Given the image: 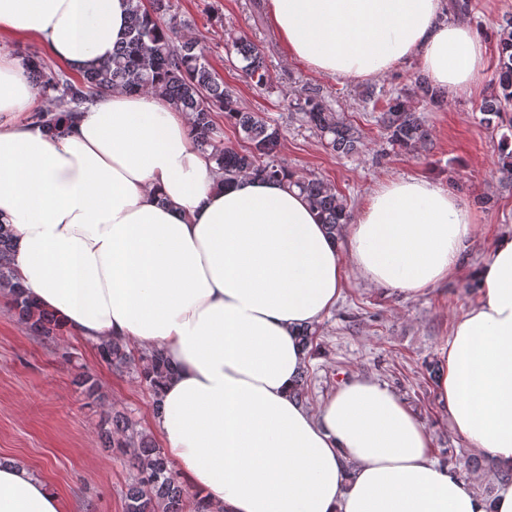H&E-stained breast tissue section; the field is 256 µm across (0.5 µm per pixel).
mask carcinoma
Returning a JSON list of instances; mask_svg holds the SVG:
<instances>
[{
  "label": "carcinoma",
  "mask_w": 512,
  "mask_h": 512,
  "mask_svg": "<svg viewBox=\"0 0 512 512\" xmlns=\"http://www.w3.org/2000/svg\"><path fill=\"white\" fill-rule=\"evenodd\" d=\"M129 26L124 41L112 57L90 63L80 77L72 80L48 69L42 58L27 56L22 65L28 78L43 95L56 102L55 107L35 109L31 122L53 135H64L70 127L60 123L57 113L72 116L81 105L106 97L115 89L130 93L162 95L190 119V134L195 148L215 164L222 174V184L238 177L280 180L299 190L316 209L331 236L340 233L351 214L346 199L328 181L312 176H298L280 157L281 133L255 112H244L233 92L224 87L210 64L201 41L181 34L180 22L171 14L170 0H129ZM232 48L242 61L241 71L258 87L268 81L265 56L245 38L232 40ZM496 80L491 94L481 103L487 123L498 119L507 124L511 134L499 142L501 169L512 176V20L497 31ZM290 107L317 132L332 151L352 155L361 145L357 129L340 118L314 89L301 90ZM224 113V120L244 134L250 148L239 151L217 140L213 114ZM382 121L392 144L412 150L429 140L420 117L400 93L384 99ZM14 233L10 225L0 223V290L9 297V306L18 318L38 336L64 335L56 317L41 307L22 287L12 265ZM101 362L118 373H133L154 396L170 366L158 350L134 356L121 342L96 344ZM103 434L111 448H130L136 475L126 493V512H186L189 492L176 478L170 461L156 448L151 438L139 432L121 415H112L103 423Z\"/></svg>",
  "instance_id": "cac0c4a2"
}]
</instances>
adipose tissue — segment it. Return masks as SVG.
<instances>
[{"mask_svg":"<svg viewBox=\"0 0 512 512\" xmlns=\"http://www.w3.org/2000/svg\"><path fill=\"white\" fill-rule=\"evenodd\" d=\"M290 58L375 78L417 58L433 86L470 91L485 46L444 0H268ZM128 0H0V33L42 40L80 70L110 57ZM41 101L0 53V222L26 291L65 329L136 341L174 370L157 430L215 512H512V483L476 493L386 385L359 376L317 408L296 397V335L336 304L348 268L414 297L454 276L475 214L426 178L388 182L337 247L297 189L217 186L185 113L120 90L52 136ZM477 299L440 351L438 394L467 447L512 468V234L476 270ZM47 480L0 457V512H66Z\"/></svg>","mask_w":512,"mask_h":512,"instance_id":"ef3b65f1","label":"adipose tissue"}]
</instances>
